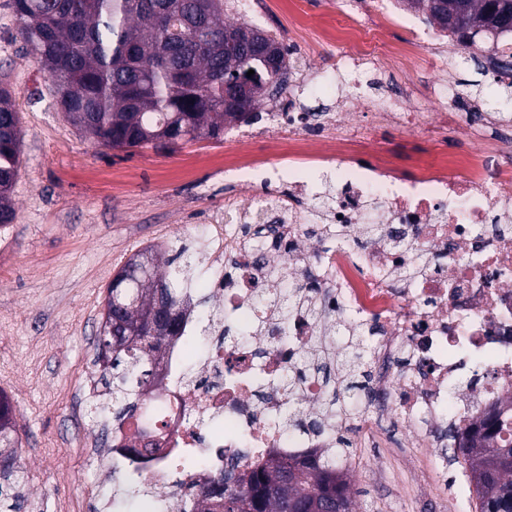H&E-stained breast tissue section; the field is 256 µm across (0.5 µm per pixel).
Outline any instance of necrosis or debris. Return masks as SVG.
Listing matches in <instances>:
<instances>
[{"instance_id":"4bbe7bcc","label":"necrosis or debris","mask_w":512,"mask_h":512,"mask_svg":"<svg viewBox=\"0 0 512 512\" xmlns=\"http://www.w3.org/2000/svg\"><path fill=\"white\" fill-rule=\"evenodd\" d=\"M404 22L410 39L401 54L357 22L337 18L324 24L320 36L341 45L335 72L348 77L351 89L341 111L319 125L321 133L333 129L337 135L329 152L309 155L303 142L307 113L292 96L272 101L267 125L287 129L295 144L275 163L246 158L225 166V175L248 186L249 195L227 196L224 209L262 213L276 232L263 229L248 238L240 225L213 224L204 285L234 324L273 316V309L256 304L266 277L254 243L269 238V260L300 280L317 282L316 299L325 312L375 326L378 416L399 415L443 448L445 417L466 426L512 400V166L502 162L512 153V124L437 82L432 95L452 110L450 133L474 138V146L420 161L411 176L399 173L389 157L366 153L371 127L348 117L364 104V83L378 71L395 75L415 68L418 53L439 37L414 15H405ZM415 95L411 83L389 95L372 127L434 128L436 113L413 111ZM324 169L333 174L336 190L320 211L314 187ZM319 213L342 233L313 249L308 226ZM365 224L407 229L414 246L359 245L357 230ZM423 248L435 258L431 271L412 283L392 277L393 269L413 262ZM196 324L189 319L172 342L164 384L144 406L142 425H163L166 446L146 461L137 447L110 449L107 458L112 472L161 490L169 512H183L225 466L249 469L272 450L302 455L331 445L326 434L288 439L278 427L288 402L279 384L318 329L306 312L295 310L288 337L270 348L215 335L191 384L183 364ZM464 378L469 388L449 406V388Z\"/></svg>"}]
</instances>
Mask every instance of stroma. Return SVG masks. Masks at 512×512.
<instances>
[{"label":"stroma","instance_id":"obj_1","mask_svg":"<svg viewBox=\"0 0 512 512\" xmlns=\"http://www.w3.org/2000/svg\"><path fill=\"white\" fill-rule=\"evenodd\" d=\"M313 23L344 9L351 20L381 27L393 44L406 31L383 19L376 0H232L225 19L248 22L289 44L288 10ZM9 0H0V84L10 88L24 134L12 192L15 219L0 230V391L15 413L27 500L25 512H147L142 485L109 475L107 430L91 394L106 289L141 248L187 239L197 278H204L207 218L223 209L225 158L242 153L234 140L200 139L171 149L133 151L95 145L72 126L52 95V81L17 35ZM379 151H395L400 172L434 151L417 133L385 131ZM366 409L351 422L345 456L355 512H475L465 463L454 447L418 448L396 416L364 433Z\"/></svg>","mask_w":512,"mask_h":512}]
</instances>
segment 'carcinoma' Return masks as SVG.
Here are the masks:
<instances>
[{
  "label": "carcinoma",
  "instance_id": "cac0c4a2",
  "mask_svg": "<svg viewBox=\"0 0 512 512\" xmlns=\"http://www.w3.org/2000/svg\"><path fill=\"white\" fill-rule=\"evenodd\" d=\"M465 1L468 26L448 19ZM431 24L460 35V42L482 35L495 40L490 21L504 0H403ZM26 49L52 79L57 104L67 120L110 149L177 145L199 138H220L224 126L259 118L263 100L281 95L286 51L270 65L262 44H280L277 36L256 25L227 22L224 0H10ZM254 75L247 76L248 71ZM239 76L253 82L250 112L225 99L224 83ZM483 99L493 109L512 107V82ZM22 145L19 112L10 89L0 88V228L14 220L11 194L18 176ZM363 243L412 244L408 234L382 224L362 227ZM189 251L178 237L162 250L148 246L133 254L107 287L100 332L112 337V348L98 345V382L109 402L95 406V416L112 419L121 434L152 393L149 376L161 365L172 339L181 335L185 312L201 305L191 262L164 273ZM151 256L150 277L135 259ZM268 288L259 304L276 306L274 320L241 331L238 338L262 336L275 342L288 335L289 317L300 306L321 325L304 353L300 371L322 383L319 408L306 410L293 397L302 382L288 379V410L280 430L322 432L328 424L363 413L371 399L372 371L365 353L372 348V329L355 319L346 322L322 314L317 286L288 278L267 265ZM473 488L477 512H512V467L500 464L512 454V411H495L478 425L450 427ZM11 399L0 392V509L20 512L24 501L18 477L20 453L14 437ZM348 438H336L335 455L322 449L315 457L284 458L271 451L250 472L229 470L215 488L201 491L190 512H291L300 503L336 502L353 512L348 468L343 466Z\"/></svg>",
  "mask_w": 512,
  "mask_h": 512
}]
</instances>
